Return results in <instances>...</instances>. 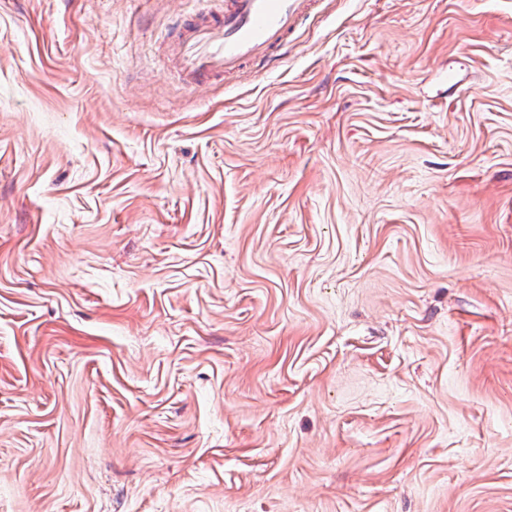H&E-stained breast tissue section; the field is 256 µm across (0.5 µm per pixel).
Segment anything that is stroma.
Listing matches in <instances>:
<instances>
[{"label": "stroma", "mask_w": 512, "mask_h": 512, "mask_svg": "<svg viewBox=\"0 0 512 512\" xmlns=\"http://www.w3.org/2000/svg\"><path fill=\"white\" fill-rule=\"evenodd\" d=\"M0 0V512H512V0ZM317 1L225 0L218 15H191L177 43L180 72L199 87L214 78H235L252 64L279 60Z\"/></svg>", "instance_id": "1"}]
</instances>
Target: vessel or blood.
Instances as JSON below:
<instances>
[{"label":"vessel or blood","mask_w":512,"mask_h":512,"mask_svg":"<svg viewBox=\"0 0 512 512\" xmlns=\"http://www.w3.org/2000/svg\"><path fill=\"white\" fill-rule=\"evenodd\" d=\"M317 0H224L210 17L193 15L182 26L176 55L193 86L239 76L250 65L279 60Z\"/></svg>","instance_id":"vessel-or-blood-1"}]
</instances>
